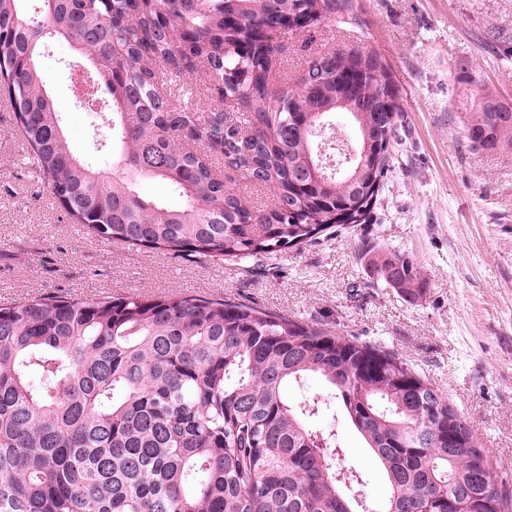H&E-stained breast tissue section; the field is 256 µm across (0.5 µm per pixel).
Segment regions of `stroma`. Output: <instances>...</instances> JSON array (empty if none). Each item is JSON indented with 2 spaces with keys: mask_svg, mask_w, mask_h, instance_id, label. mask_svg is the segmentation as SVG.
<instances>
[{
  "mask_svg": "<svg viewBox=\"0 0 512 512\" xmlns=\"http://www.w3.org/2000/svg\"><path fill=\"white\" fill-rule=\"evenodd\" d=\"M361 40L392 69L401 89L406 139L394 146L378 220L328 235L260 262L183 259L162 250L104 242L87 234L25 162V143L0 98V303L53 294L149 298L201 292L232 296L388 347L449 397L486 448L498 484L512 498V154L473 153L458 114L477 88L459 68L512 103V0H363ZM346 31L283 40V83L295 86L305 59L340 49ZM71 44L53 42L40 66L63 129L92 164L99 152L94 113L75 103ZM413 255L430 282L413 299L377 275L378 253ZM360 468L372 502L384 475L360 436L325 412Z\"/></svg>",
  "mask_w": 512,
  "mask_h": 512,
  "instance_id": "1",
  "label": "stroma"
}]
</instances>
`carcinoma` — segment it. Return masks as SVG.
Returning a JSON list of instances; mask_svg holds the SVG:
<instances>
[{
	"instance_id": "obj_1",
	"label": "carcinoma",
	"mask_w": 512,
	"mask_h": 512,
	"mask_svg": "<svg viewBox=\"0 0 512 512\" xmlns=\"http://www.w3.org/2000/svg\"><path fill=\"white\" fill-rule=\"evenodd\" d=\"M0 0V96L27 160L104 241L219 261L271 257L368 224L403 129L401 90L371 51H318L297 87L274 85L287 18L363 29L362 0ZM72 43L110 94L97 113L120 150L85 163L61 127L39 56ZM203 70L227 112L156 97L160 76ZM348 116L355 159L325 168L311 131ZM472 152L512 153V104L484 90L459 115ZM165 183L180 202L140 193ZM271 195L261 208L236 188ZM380 276L419 298L404 254ZM312 377L324 394L288 397ZM339 407L389 488L371 503L338 467ZM0 512H512L488 453L451 400L398 353L234 297L34 296L0 305Z\"/></svg>"
}]
</instances>
